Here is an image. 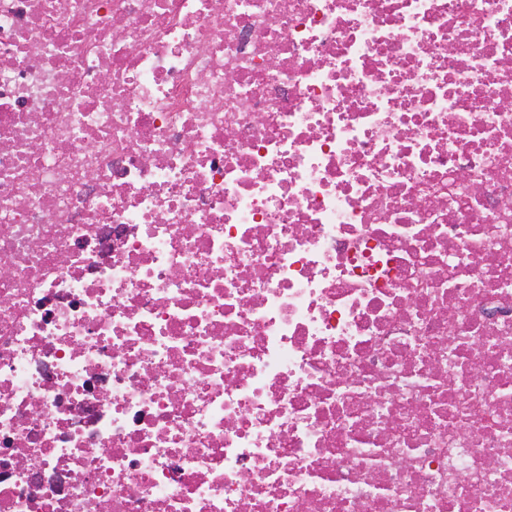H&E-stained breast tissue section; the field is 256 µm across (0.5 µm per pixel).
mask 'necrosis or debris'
I'll use <instances>...</instances> for the list:
<instances>
[{"mask_svg": "<svg viewBox=\"0 0 512 512\" xmlns=\"http://www.w3.org/2000/svg\"><path fill=\"white\" fill-rule=\"evenodd\" d=\"M0 512H512V0H0Z\"/></svg>", "mask_w": 512, "mask_h": 512, "instance_id": "necrosis-or-debris-1", "label": "necrosis or debris"}]
</instances>
